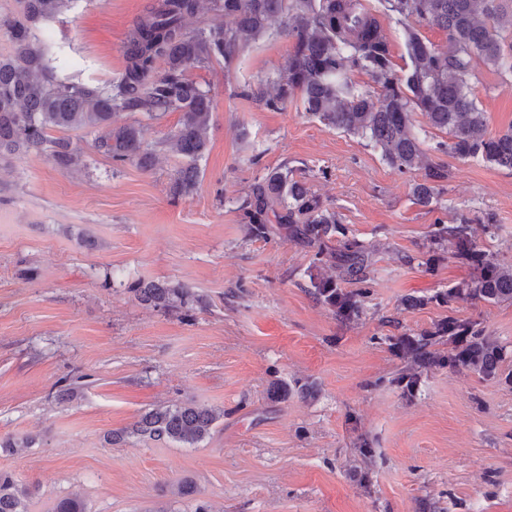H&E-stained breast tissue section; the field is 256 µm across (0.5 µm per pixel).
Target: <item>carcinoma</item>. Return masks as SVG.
<instances>
[{
  "label": "carcinoma",
  "mask_w": 512,
  "mask_h": 512,
  "mask_svg": "<svg viewBox=\"0 0 512 512\" xmlns=\"http://www.w3.org/2000/svg\"><path fill=\"white\" fill-rule=\"evenodd\" d=\"M69 3L24 0L25 21L0 20V30L13 46L10 56H0V158L48 148L61 170L77 171L83 166L81 154L66 138L49 139L48 130L93 128L99 131L98 151L113 165L147 169L154 151L144 144L140 125L118 124L116 114L133 112L155 119L179 112L178 127L166 146L187 162L172 180L170 193L190 194L199 179L197 161L207 149L212 102L189 70L221 59L230 64L242 43L265 36L270 21L281 16L292 49L272 90L258 92L266 108L279 110L298 97L320 123L367 140L391 168L400 173L423 171L413 187L415 203L423 207L438 202L440 183L449 173L424 149L415 130L416 112L448 135L434 150L512 170V128L490 135L485 112L470 97L469 87L479 62L512 74V0H384L388 17L403 28L409 67L402 75L394 68L387 30L360 0H209L213 21L197 31L187 30L184 20L199 9V0H159L129 34L123 73L105 86L60 77L33 33L36 24L61 13ZM226 18L231 25L224 24ZM424 27L446 32L447 47L436 48L422 35ZM160 60L164 67L159 71ZM356 72L368 75L377 90L360 88L352 79ZM239 210L253 238L278 235L313 251L307 276L318 303L346 321L361 315L363 292L345 285L371 280L373 253L348 235L336 211L306 182L288 169L269 170L240 199ZM474 221L466 214L449 223L438 220L427 254H446L477 275L431 297L413 299L410 306L448 304L462 296L512 302V263L478 245ZM128 290L146 304L183 316L199 302L192 289L181 284L138 280L128 284ZM443 339L464 347L445 356L433 350ZM402 351L408 366L399 381L409 393L418 383L420 368L461 365L488 378L498 374L500 350L476 320H441L408 340ZM218 418L206 408L171 404L140 414L107 439L115 444L140 436L193 447L209 435ZM34 443L31 436L1 435L0 451L12 453ZM34 493L35 487L0 469V512H29ZM54 512H87V506L78 497H64Z\"/></svg>",
  "instance_id": "cac0c4a2"
}]
</instances>
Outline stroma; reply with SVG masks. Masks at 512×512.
Here are the masks:
<instances>
[{"label": "stroma", "instance_id": "obj_1", "mask_svg": "<svg viewBox=\"0 0 512 512\" xmlns=\"http://www.w3.org/2000/svg\"><path fill=\"white\" fill-rule=\"evenodd\" d=\"M157 0H71L37 25L60 74L116 80L136 21ZM281 19L231 65L190 76L213 117L193 194L173 197L182 163L163 149L179 113L140 123L153 167L113 169L96 134L67 131L86 166L60 170L48 153L0 163V434L38 442L0 453V468L33 485L30 512L79 496L88 512H512V304L431 296L470 275L427 260L437 219L491 215L478 243L512 262V170L434 153L449 171L441 208L414 204L421 172L394 171L366 140L331 129L300 99L266 109L244 88L283 71ZM472 96L490 134L512 128V76L476 66ZM293 170L374 250L362 315L338 321L310 294L311 253L256 240L238 209L273 168ZM184 284L190 317L140 302L134 280ZM413 297L428 305L412 308ZM478 320L502 349L499 376L464 368L424 373L413 396L394 347L448 317ZM74 389L59 394L60 381ZM288 396L275 398L278 388ZM221 411L196 447L112 430L159 404ZM191 481L195 492L177 487Z\"/></svg>", "mask_w": 512, "mask_h": 512}]
</instances>
